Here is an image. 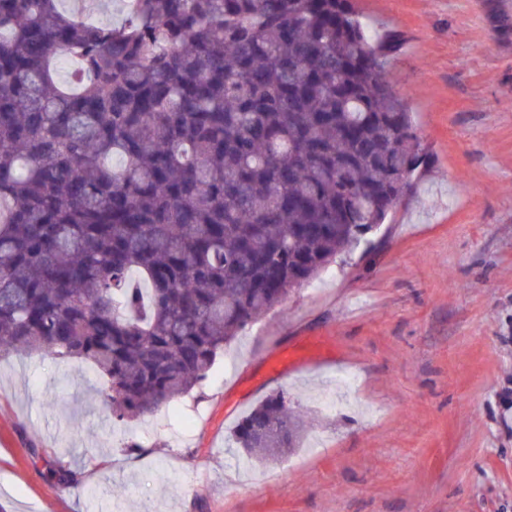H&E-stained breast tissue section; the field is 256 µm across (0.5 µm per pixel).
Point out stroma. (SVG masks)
Instances as JSON below:
<instances>
[{"label": "stroma", "instance_id": "stroma-1", "mask_svg": "<svg viewBox=\"0 0 512 512\" xmlns=\"http://www.w3.org/2000/svg\"><path fill=\"white\" fill-rule=\"evenodd\" d=\"M353 2L399 38L386 78L432 154L418 191L154 417L114 420L84 362L0 359V512H512V11ZM320 334L328 358L267 377ZM274 391L311 425L254 464L232 433Z\"/></svg>", "mask_w": 512, "mask_h": 512}]
</instances>
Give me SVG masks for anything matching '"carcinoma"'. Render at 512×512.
<instances>
[{"mask_svg": "<svg viewBox=\"0 0 512 512\" xmlns=\"http://www.w3.org/2000/svg\"><path fill=\"white\" fill-rule=\"evenodd\" d=\"M391 50L350 0H0V355L85 361L118 421L202 385L412 192ZM303 430L276 392L234 440L264 464Z\"/></svg>", "mask_w": 512, "mask_h": 512, "instance_id": "carcinoma-1", "label": "carcinoma"}]
</instances>
